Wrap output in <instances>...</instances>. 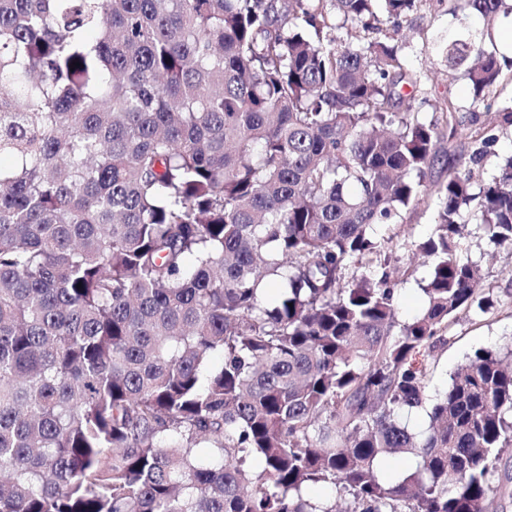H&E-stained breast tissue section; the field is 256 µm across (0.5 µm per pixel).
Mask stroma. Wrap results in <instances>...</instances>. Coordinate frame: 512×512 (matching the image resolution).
<instances>
[{
  "instance_id": "35a3bbf8",
  "label": "stroma",
  "mask_w": 512,
  "mask_h": 512,
  "mask_svg": "<svg viewBox=\"0 0 512 512\" xmlns=\"http://www.w3.org/2000/svg\"><path fill=\"white\" fill-rule=\"evenodd\" d=\"M453 6L454 0H445L441 6L421 0L418 9L402 22L400 29H393L387 24L383 30L389 34L392 43L401 47L409 64L424 76L427 100L420 104L419 110L425 120L436 118L438 105L449 100L459 107L465 124L495 126L499 137L495 153L475 169L476 183L484 184L498 176L501 164L512 156V127L498 124L499 110L512 107V81L503 80L497 87L493 111L473 106V94L466 80L440 63L438 49L448 38L464 37L467 27H482L483 21L474 17L469 25H461L452 11ZM435 221V202L430 197L403 212L400 236L402 240L412 243L413 248L403 252L392 274L396 283L395 302L400 320H411L425 306L418 283L428 275L431 264L419 254L415 245L431 235ZM467 229L468 233L462 241L463 253L481 265V293L492 299L493 307L486 314L460 312L449 325L448 343L430 369L426 395L431 401L447 388L451 376L468 364L476 351L512 349V250L489 243L477 224H468Z\"/></svg>"
}]
</instances>
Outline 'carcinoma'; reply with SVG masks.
<instances>
[{
	"label": "carcinoma",
	"mask_w": 512,
	"mask_h": 512,
	"mask_svg": "<svg viewBox=\"0 0 512 512\" xmlns=\"http://www.w3.org/2000/svg\"><path fill=\"white\" fill-rule=\"evenodd\" d=\"M419 2L0 0V512H336L321 483L349 512H486L512 350L477 352L426 431L398 420L489 309L463 214L512 249V159L474 188L498 135L451 101L425 121L422 75L361 36ZM460 9L484 26L441 56L488 110L512 4ZM427 194L402 322L396 226ZM430 269L431 263L415 247L402 252V259L392 274L396 283L395 302L400 320H411L423 310L424 296L418 282L428 275Z\"/></svg>",
	"instance_id": "1"
}]
</instances>
